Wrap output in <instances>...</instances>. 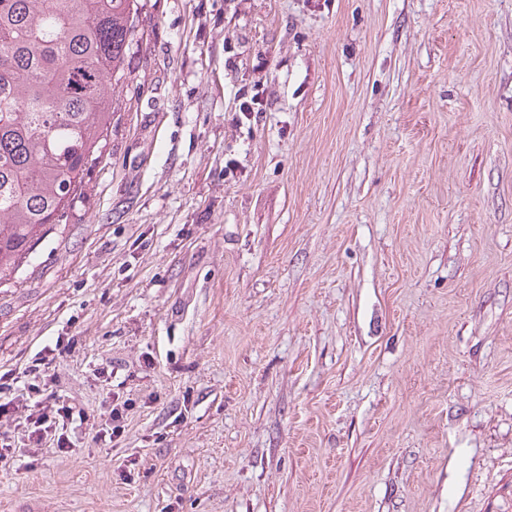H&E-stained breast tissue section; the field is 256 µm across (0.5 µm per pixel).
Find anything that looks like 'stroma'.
Segmentation results:
<instances>
[{"mask_svg": "<svg viewBox=\"0 0 512 512\" xmlns=\"http://www.w3.org/2000/svg\"><path fill=\"white\" fill-rule=\"evenodd\" d=\"M144 2L0 284V371L84 418L0 512H512V0ZM130 408L131 405L128 401H124L122 405H112L108 418L104 423L99 425L97 430L98 437L102 438L103 436L106 437V435H109V438H111L112 435L117 434L123 427L120 424L123 421V417L127 416L126 412L130 410Z\"/></svg>", "mask_w": 512, "mask_h": 512, "instance_id": "1", "label": "stroma"}]
</instances>
